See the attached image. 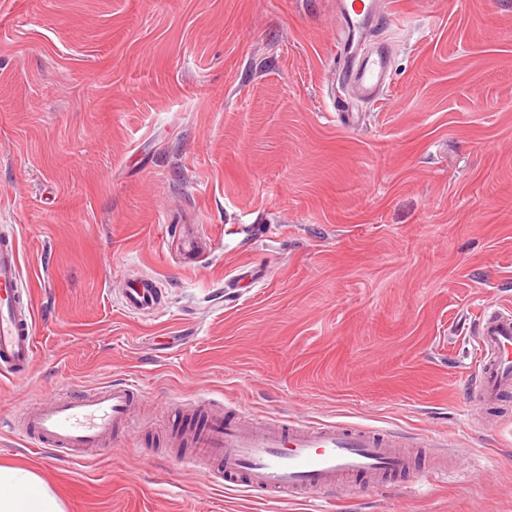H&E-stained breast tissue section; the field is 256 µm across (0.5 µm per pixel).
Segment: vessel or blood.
I'll return each mask as SVG.
<instances>
[{"instance_id":"vessel-or-blood-1","label":"vessel or blood","mask_w":512,"mask_h":512,"mask_svg":"<svg viewBox=\"0 0 512 512\" xmlns=\"http://www.w3.org/2000/svg\"><path fill=\"white\" fill-rule=\"evenodd\" d=\"M370 0H336L340 31L339 76L333 99L337 111L350 103L382 100L392 75L385 44L364 49L375 19ZM20 258L13 242L0 243V374L27 367L34 354L31 309L20 299ZM132 311H159L162 291L154 282L131 280L123 294ZM475 351L479 396L492 402L512 391V309L490 303L476 324ZM140 389L133 378L115 380L76 394H61L25 408L11 429L35 448L75 460L105 449L122 434L135 431ZM188 451L178 462L188 469L211 466L227 483L245 478L263 496L311 500L357 481L412 473L415 462L399 434H377L336 422L257 421L228 418L220 404H207L202 419L187 431Z\"/></svg>"}]
</instances>
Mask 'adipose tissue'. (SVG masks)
I'll list each match as a JSON object with an SVG mask.
<instances>
[{
    "instance_id": "adipose-tissue-1",
    "label": "adipose tissue",
    "mask_w": 512,
    "mask_h": 512,
    "mask_svg": "<svg viewBox=\"0 0 512 512\" xmlns=\"http://www.w3.org/2000/svg\"><path fill=\"white\" fill-rule=\"evenodd\" d=\"M0 512H65L49 485L37 473L0 465Z\"/></svg>"
}]
</instances>
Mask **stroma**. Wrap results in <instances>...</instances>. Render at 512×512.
I'll return each instance as SVG.
<instances>
[{
  "label": "stroma",
  "instance_id": "stroma-1",
  "mask_svg": "<svg viewBox=\"0 0 512 512\" xmlns=\"http://www.w3.org/2000/svg\"><path fill=\"white\" fill-rule=\"evenodd\" d=\"M334 0H0V241L34 311L0 419L127 376L139 427L69 461L0 431L65 512H512V394L475 315L512 305V0H387L393 84L334 111ZM208 244L178 255L176 228ZM164 306L128 312L124 282ZM449 456L357 498L273 502L185 470L200 397ZM476 321L479 396L493 402L503 392L512 391V310L488 303Z\"/></svg>",
  "mask_w": 512,
  "mask_h": 512
}]
</instances>
